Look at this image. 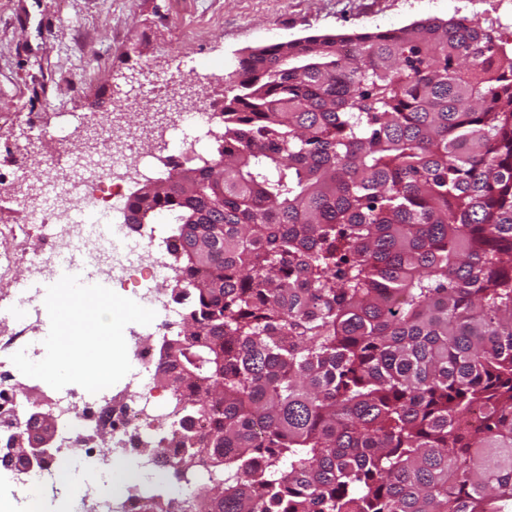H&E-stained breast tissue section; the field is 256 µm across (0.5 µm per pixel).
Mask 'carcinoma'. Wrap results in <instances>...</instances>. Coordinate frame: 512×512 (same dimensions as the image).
<instances>
[{"label": "carcinoma", "instance_id": "1", "mask_svg": "<svg viewBox=\"0 0 512 512\" xmlns=\"http://www.w3.org/2000/svg\"><path fill=\"white\" fill-rule=\"evenodd\" d=\"M224 82L222 172L129 204L190 299L180 475L207 512H512V38L310 35Z\"/></svg>", "mask_w": 512, "mask_h": 512}]
</instances>
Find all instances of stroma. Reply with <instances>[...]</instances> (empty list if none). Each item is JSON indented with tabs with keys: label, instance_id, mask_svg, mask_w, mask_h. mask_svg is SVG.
I'll return each instance as SVG.
<instances>
[{
	"label": "stroma",
	"instance_id": "stroma-1",
	"mask_svg": "<svg viewBox=\"0 0 512 512\" xmlns=\"http://www.w3.org/2000/svg\"><path fill=\"white\" fill-rule=\"evenodd\" d=\"M453 16L512 32V0H0V225L24 221L12 186L44 184L86 146L79 117L106 128L121 112L126 126L161 134L162 115L124 106L145 67L188 56L222 75L285 38ZM102 284L111 317L83 304L63 327L29 324L53 381L77 391L111 370L113 349L131 358L152 323L129 289Z\"/></svg>",
	"mask_w": 512,
	"mask_h": 512
}]
</instances>
